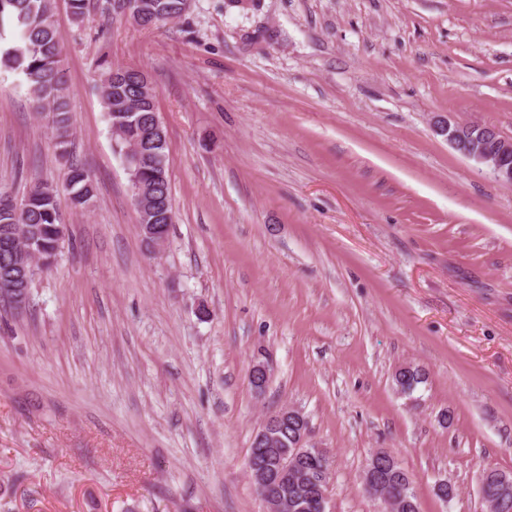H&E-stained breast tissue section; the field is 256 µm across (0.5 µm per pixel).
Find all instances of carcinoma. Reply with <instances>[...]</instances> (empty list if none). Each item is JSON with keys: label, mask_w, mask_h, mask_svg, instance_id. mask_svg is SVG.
Wrapping results in <instances>:
<instances>
[{"label": "carcinoma", "mask_w": 512, "mask_h": 512, "mask_svg": "<svg viewBox=\"0 0 512 512\" xmlns=\"http://www.w3.org/2000/svg\"><path fill=\"white\" fill-rule=\"evenodd\" d=\"M181 0H141L138 15L131 17L134 24L150 28L183 15ZM9 25L19 34V42L0 50V67L25 76L36 109L46 113L54 130L56 148L61 155L68 154L73 136L70 117L66 110L67 86L63 48L59 30L53 20V0H0V31ZM100 69L101 100L108 121L125 120L124 138L117 141L119 153L137 145L148 153L160 155L158 165H146L140 172L148 195L155 200V220L148 224H162L166 214L173 212L167 163V143L154 144L150 128L153 112L157 111L155 96L144 92L149 77L146 73L114 65L103 59ZM96 190L90 175L77 165H70L66 182L59 189L37 180L22 198L23 208L11 204V195L0 193V226L3 224H32L40 229L43 246L56 250L59 238L55 226L59 223L62 206L89 208L94 203ZM424 374L411 364L399 368L394 375L398 391L407 394L422 383ZM295 429L289 425L277 431V438L265 447L251 443L248 465L270 478L257 496L267 497L274 506L286 500L293 506L290 512H329L327 481L323 465L328 463L322 448L307 449L305 460L299 462L296 476L285 477L278 472L282 456L292 447ZM376 481L386 495L397 505V512H418L417 497L411 476L400 466L383 464L377 468Z\"/></svg>", "instance_id": "1"}]
</instances>
